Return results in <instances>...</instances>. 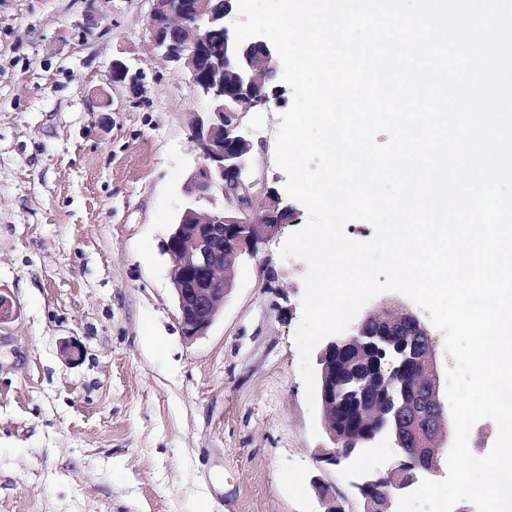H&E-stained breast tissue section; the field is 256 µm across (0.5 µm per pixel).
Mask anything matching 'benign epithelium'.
Listing matches in <instances>:
<instances>
[{
  "label": "benign epithelium",
  "instance_id": "obj_1",
  "mask_svg": "<svg viewBox=\"0 0 512 512\" xmlns=\"http://www.w3.org/2000/svg\"><path fill=\"white\" fill-rule=\"evenodd\" d=\"M146 36L152 58L187 75L207 107L196 113L192 138L199 163L185 186L187 203L171 225L163 251L171 260L170 281L184 334L204 335L234 287L243 256L253 255L275 229L274 190L249 174L253 145L237 134L243 115L279 100L269 90L275 73L270 45L236 43L224 18L237 0H148ZM110 80L141 90V71L121 58L109 66ZM267 203L253 210L255 198ZM18 304L0 289V324L17 317ZM318 380L324 427L331 440L321 460L337 465L380 440L393 443L396 466L367 473L353 493L365 512H392L393 500L440 470L436 446L445 424L432 344L419 336L415 315L377 309L351 333L327 340Z\"/></svg>",
  "mask_w": 512,
  "mask_h": 512
}]
</instances>
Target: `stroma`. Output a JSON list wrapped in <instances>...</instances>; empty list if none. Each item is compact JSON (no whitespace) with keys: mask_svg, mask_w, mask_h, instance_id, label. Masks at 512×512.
I'll return each mask as SVG.
<instances>
[{"mask_svg":"<svg viewBox=\"0 0 512 512\" xmlns=\"http://www.w3.org/2000/svg\"><path fill=\"white\" fill-rule=\"evenodd\" d=\"M148 10L0 0V288L20 309L0 325V512H363L356 471L398 456L380 440L352 463L318 460L330 441L293 341L308 266L280 256L308 218L276 163L282 106L246 113L238 133L289 216L238 266L207 334H183L160 243L205 103L150 59ZM115 57L143 70L142 92L110 82ZM385 305L429 326L446 378L428 314L397 291L364 309ZM68 339L79 360L61 353Z\"/></svg>","mask_w":512,"mask_h":512,"instance_id":"stroma-1","label":"stroma"}]
</instances>
